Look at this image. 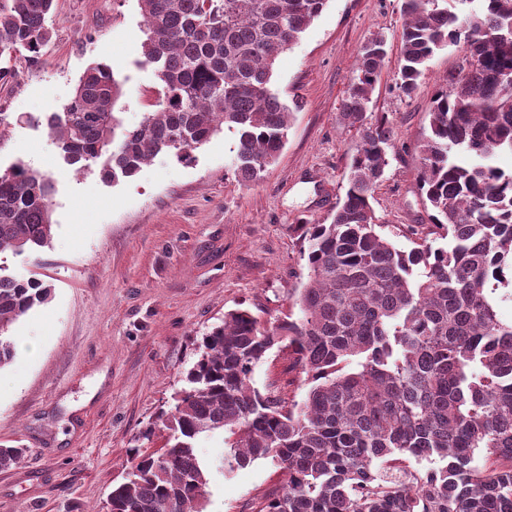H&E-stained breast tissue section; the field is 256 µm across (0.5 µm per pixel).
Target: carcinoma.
<instances>
[{
	"label": "carcinoma",
	"mask_w": 512,
	"mask_h": 512,
	"mask_svg": "<svg viewBox=\"0 0 512 512\" xmlns=\"http://www.w3.org/2000/svg\"><path fill=\"white\" fill-rule=\"evenodd\" d=\"M328 0H139L142 63L161 84L156 110L121 128L119 85L88 67L61 113L48 117L67 164L101 161L105 180L134 176L160 153L182 162L217 133L237 134L233 168L258 181L279 157L298 102L270 88L277 58ZM402 0L397 86L412 95L435 52L467 44L429 111L418 182L430 230L400 249L371 201L389 164L391 128L370 119L387 57L376 34L357 55L341 116L358 129L345 195L330 221L298 224L308 281L296 313L271 327L249 308L224 314L198 345L185 386L162 412L167 447L136 449L101 512H206L209 470L196 443L224 435V473L256 460L283 483L257 512H512V0ZM54 0H0V59H40ZM50 177L21 163L0 169V254L53 238ZM52 287L0 266V369L8 332ZM288 349L307 391L287 400L253 387L274 346ZM23 457L0 446V469Z\"/></svg>",
	"instance_id": "carcinoma-1"
}]
</instances>
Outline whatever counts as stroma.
<instances>
[{
	"mask_svg": "<svg viewBox=\"0 0 512 512\" xmlns=\"http://www.w3.org/2000/svg\"><path fill=\"white\" fill-rule=\"evenodd\" d=\"M402 0H328L278 60L273 88L298 100L288 141L260 181L232 174L236 139L225 130L196 148L192 162L161 153L133 177L102 180L99 164L68 166L46 125L63 111L93 63L120 87L123 127L151 111L160 82L142 63L146 38L138 0H55L40 62L8 60L0 112L12 124L0 167L23 162L55 185L49 247L0 254L7 274H43L49 301L12 326L15 361L0 369V446L24 448L0 470V512H96L130 467V450L161 454L160 414L184 385L195 343L230 310L247 307L273 325L306 280L293 227L323 220L343 197L359 142L341 117L357 53L384 35L388 59L374 94L375 115L393 130V151L373 206L398 248L411 226L428 223L418 189L416 145L431 101L460 54L439 50L412 96L396 86ZM255 388L303 399L305 376L287 353L271 350L252 374ZM156 424L152 440L140 430ZM211 464L206 512H256L278 483L258 460L224 474L222 436L201 438Z\"/></svg>",
	"mask_w": 512,
	"mask_h": 512,
	"instance_id": "35a3bbf8",
	"label": "stroma"
}]
</instances>
